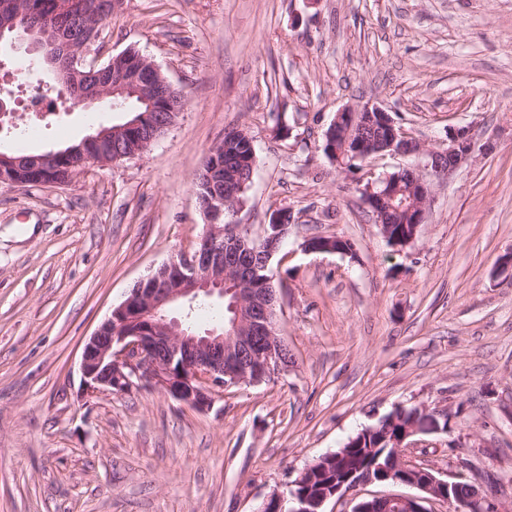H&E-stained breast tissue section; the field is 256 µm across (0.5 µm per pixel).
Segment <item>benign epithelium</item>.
Wrapping results in <instances>:
<instances>
[{"mask_svg": "<svg viewBox=\"0 0 512 512\" xmlns=\"http://www.w3.org/2000/svg\"><path fill=\"white\" fill-rule=\"evenodd\" d=\"M11 17L0 20V41L11 49L37 54L48 67L52 79L46 85L58 95L70 86V81L95 71L98 66L91 58L99 36L97 3L89 4L93 22L87 35L77 40L50 28H29L23 21L27 12L25 0H8ZM175 88L166 78L148 85L135 77L119 74L103 87L83 93L74 108H89L108 97H140L151 104L150 110L124 126L100 127L86 136L77 147L51 149L36 157V169L41 171L40 184H58L54 176L58 163L71 160L69 176H74L88 164L109 165L146 151L157 139L158 132L171 127L179 112L174 105ZM148 129L150 136L133 151L118 148V139L128 129ZM333 136L328 138V153L339 154L338 143L346 153L365 162L385 153L391 155H421L422 147L407 136L391 114L378 105L346 106L338 110L331 123ZM474 152L471 129L455 127L448 142L427 151L422 170L409 167L367 182L362 193L379 224L391 223L393 212H405L406 223H424L431 200V178L438 180L451 175L467 163ZM14 161L0 155V183L21 185L10 169ZM212 194L203 207L207 216L206 233L198 245L178 252L162 265L158 272L139 282L125 299L112 309L111 315L96 329L84 345L80 372L86 392L126 393L134 388L161 391L183 405L198 411L212 409L216 396L224 389L239 384L259 383L286 368L284 350L287 344L279 336L275 324V288L262 291L253 287L259 267L244 264L239 259L241 234L237 225L224 224V207L236 203L239 193L237 177L222 173L214 164L207 172ZM288 214H273L262 236L251 241L254 252H262L263 266H268L277 251L279 231L287 223ZM335 238L317 236L305 242V249L314 253L336 251ZM227 300L228 326L193 332L183 323L168 318V311L179 305H193L200 296ZM424 423L405 428L403 435L392 439L393 467H381L374 481L340 485L315 497L289 496L275 491L268 496L261 510L270 503L281 512H324L325 503L332 499L352 496V512H372L379 501L384 509L394 512H428L425 504H448V512H506L478 488L470 486V496L459 500L452 495L457 482L438 476L431 468L412 458V444L407 439L440 430L438 420L446 415L423 410ZM408 487L414 494L392 492L362 497V488L374 483Z\"/></svg>", "mask_w": 512, "mask_h": 512, "instance_id": "benign-epithelium-1", "label": "benign epithelium"}]
</instances>
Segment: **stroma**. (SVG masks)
<instances>
[{
    "instance_id": "35a3bbf8",
    "label": "stroma",
    "mask_w": 512,
    "mask_h": 512,
    "mask_svg": "<svg viewBox=\"0 0 512 512\" xmlns=\"http://www.w3.org/2000/svg\"><path fill=\"white\" fill-rule=\"evenodd\" d=\"M96 47L101 66L147 56L186 105L143 155L0 184V512H259L400 407L448 415L419 461L512 501V277L496 268L512 250V0H122ZM367 103L426 149L474 134L403 248L361 196L402 158L343 172L321 150L337 110ZM54 106L32 138L14 102L0 147L41 153L128 118ZM232 128L256 166L225 222L254 238L293 216L270 265L292 364L206 412L157 390L85 395V341L203 236L195 173ZM313 236L351 250L304 251Z\"/></svg>"
}]
</instances>
